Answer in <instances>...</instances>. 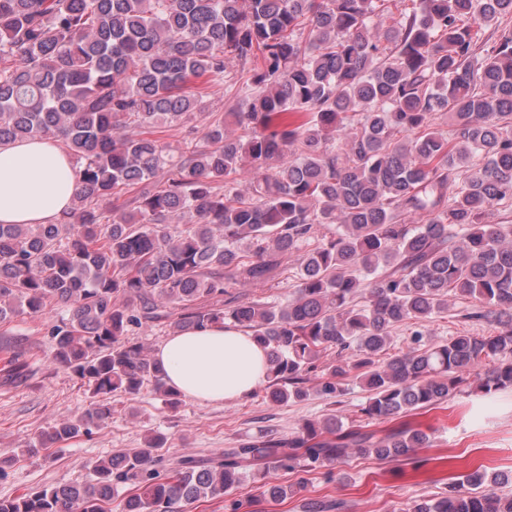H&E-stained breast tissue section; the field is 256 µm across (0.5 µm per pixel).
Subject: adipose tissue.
<instances>
[{
	"mask_svg": "<svg viewBox=\"0 0 512 512\" xmlns=\"http://www.w3.org/2000/svg\"><path fill=\"white\" fill-rule=\"evenodd\" d=\"M77 163L53 138L0 144V224H50L79 190ZM169 387L201 403L243 399L267 381L264 349L240 329H183L156 352Z\"/></svg>",
	"mask_w": 512,
	"mask_h": 512,
	"instance_id": "obj_1",
	"label": "adipose tissue"
}]
</instances>
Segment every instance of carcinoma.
<instances>
[{
	"label": "carcinoma",
	"mask_w": 512,
	"mask_h": 512,
	"mask_svg": "<svg viewBox=\"0 0 512 512\" xmlns=\"http://www.w3.org/2000/svg\"><path fill=\"white\" fill-rule=\"evenodd\" d=\"M399 2L0 0V143L60 139L80 183L60 221L0 224V322L63 305L53 361L101 397L132 400L150 382L179 405L163 366L123 340L174 314L180 329L250 332L273 403L352 383L368 393L348 423L307 419L286 438L267 431L166 475L152 451L167 437L155 433L96 461L85 487L0 500V512H112L117 498L119 512H181L249 476L310 473L354 452L418 468L428 434L380 435L370 422L473 385L512 387V225L491 220L512 211V0ZM201 85L237 88L242 135L215 119L171 164L162 133L195 112ZM166 167L162 188L142 189ZM136 188L132 211L101 207ZM288 254L298 277L286 303L229 296L240 277L267 282ZM450 299L469 301L462 318L492 332L423 345L414 331L408 351L380 358L393 329ZM110 416L94 404L42 441L88 435ZM498 485L467 473L405 512H512Z\"/></svg>",
	"instance_id": "1"
}]
</instances>
